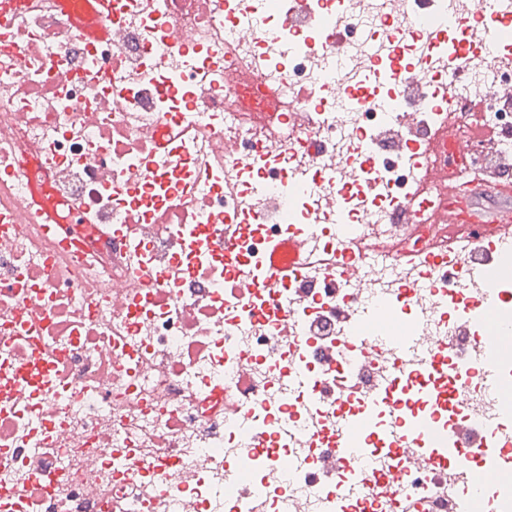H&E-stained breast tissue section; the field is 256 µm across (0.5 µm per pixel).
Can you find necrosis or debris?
Wrapping results in <instances>:
<instances>
[{
	"mask_svg": "<svg viewBox=\"0 0 512 512\" xmlns=\"http://www.w3.org/2000/svg\"><path fill=\"white\" fill-rule=\"evenodd\" d=\"M309 2L323 22L299 32L294 0H105L106 44L74 30L82 0H0V512H251L258 493L276 512L466 500L444 469L383 498L405 465L386 451L343 499L314 464L361 404L351 368H421L487 285L438 288L456 255L428 253L436 225L407 239L425 257L413 268L388 240L401 207L443 204L437 165L512 180V31L500 53L483 49L512 0ZM399 71L420 75L415 91L400 93ZM476 125L498 140H473ZM442 128L437 155L427 137ZM228 224L241 227L230 253ZM293 234L307 260L266 282L265 239ZM357 251L364 287L331 288ZM402 286L418 311L406 358L337 324L340 305ZM434 385L449 424L502 431L499 397L473 376Z\"/></svg>",
	"mask_w": 512,
	"mask_h": 512,
	"instance_id": "4bbe7bcc",
	"label": "necrosis or debris"
}]
</instances>
